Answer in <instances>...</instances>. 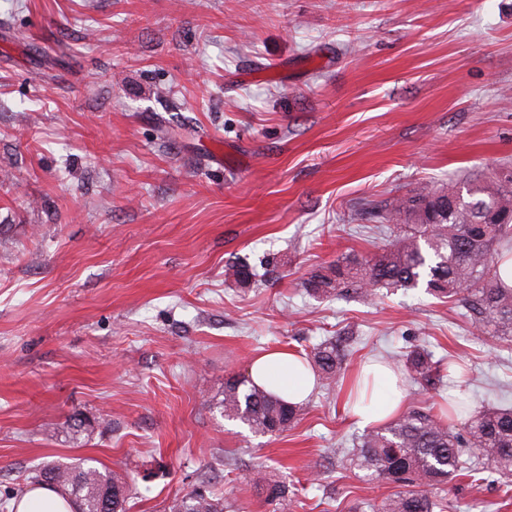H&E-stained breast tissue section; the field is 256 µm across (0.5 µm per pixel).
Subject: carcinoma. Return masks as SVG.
<instances>
[{"instance_id":"1","label":"carcinoma","mask_w":512,"mask_h":512,"mask_svg":"<svg viewBox=\"0 0 512 512\" xmlns=\"http://www.w3.org/2000/svg\"><path fill=\"white\" fill-rule=\"evenodd\" d=\"M381 223L401 226L399 234L372 257L349 252L312 270L301 286L310 296L328 298L350 291L374 297L381 290L423 288L458 302L471 327L485 336L512 341V286L505 284L497 256L512 247V167L503 165L485 180L450 182L393 200L376 215ZM252 267L241 261L228 268L239 287L250 284ZM325 381L346 370L344 346L325 339L307 354ZM405 377L423 388L436 387L464 371L453 361L434 358L421 347L392 357ZM224 416L238 419L256 435L281 433L297 422L302 405H291L255 388L248 377L224 382ZM472 455L464 457V449ZM355 463L397 490L359 512H435L444 499L434 491L458 476L493 467L512 476V406L472 409L460 399L438 407L410 406L389 422L365 430L355 440ZM257 484L269 504L288 508L285 485L259 475ZM30 483L49 485L73 501L77 512H126L128 477L101 470L91 460L49 463L31 472ZM224 500L206 489L176 495L164 512H224Z\"/></svg>"}]
</instances>
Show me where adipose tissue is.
<instances>
[{"label":"adipose tissue","mask_w":512,"mask_h":512,"mask_svg":"<svg viewBox=\"0 0 512 512\" xmlns=\"http://www.w3.org/2000/svg\"><path fill=\"white\" fill-rule=\"evenodd\" d=\"M362 387L358 400H346L352 419L361 427L387 421L402 407V384L397 374L385 364L370 362L359 367ZM248 376L253 385L295 404L306 399L316 384V375L299 355L275 350L251 360ZM13 512H73L72 504L50 486L29 488L12 503Z\"/></svg>","instance_id":"1"}]
</instances>
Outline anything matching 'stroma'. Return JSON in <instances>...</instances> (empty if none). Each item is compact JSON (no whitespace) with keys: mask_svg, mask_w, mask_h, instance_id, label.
<instances>
[{"mask_svg":"<svg viewBox=\"0 0 512 512\" xmlns=\"http://www.w3.org/2000/svg\"><path fill=\"white\" fill-rule=\"evenodd\" d=\"M179 126L170 139L159 126ZM512 165V0H0V499L49 462L127 475V512L205 484L235 512H350L394 484L344 448L345 387L256 435L220 407L259 353L412 345L512 401V342L418 288L315 299L300 283L398 226L382 201ZM268 261L233 288L226 268ZM86 426L69 432L73 420ZM447 512H512L493 469ZM256 482L265 493L267 502L276 506L275 511L288 508V489L285 485L260 474L257 476Z\"/></svg>","mask_w":512,"mask_h":512,"instance_id":"obj_1","label":"stroma"}]
</instances>
